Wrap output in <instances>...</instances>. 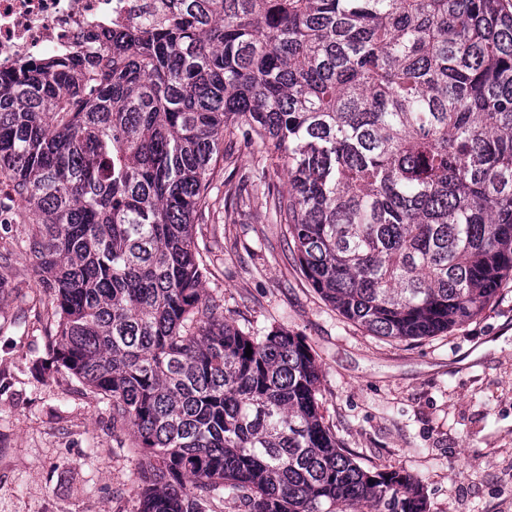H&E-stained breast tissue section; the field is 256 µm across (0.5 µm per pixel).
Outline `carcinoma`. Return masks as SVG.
Here are the masks:
<instances>
[{
    "instance_id": "cac0c4a2",
    "label": "carcinoma",
    "mask_w": 512,
    "mask_h": 512,
    "mask_svg": "<svg viewBox=\"0 0 512 512\" xmlns=\"http://www.w3.org/2000/svg\"><path fill=\"white\" fill-rule=\"evenodd\" d=\"M162 4L101 55L0 71L57 365L136 434L139 512H428L342 453L301 336L207 300L193 225L235 133L287 176L266 202L343 317L408 340L480 314L512 280V6Z\"/></svg>"
}]
</instances>
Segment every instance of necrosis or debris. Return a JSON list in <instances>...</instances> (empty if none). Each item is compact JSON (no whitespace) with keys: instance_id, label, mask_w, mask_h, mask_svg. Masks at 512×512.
<instances>
[{"instance_id":"necrosis-or-debris-1","label":"necrosis or debris","mask_w":512,"mask_h":512,"mask_svg":"<svg viewBox=\"0 0 512 512\" xmlns=\"http://www.w3.org/2000/svg\"><path fill=\"white\" fill-rule=\"evenodd\" d=\"M153 0H0V70L103 49L112 30L140 26Z\"/></svg>"}]
</instances>
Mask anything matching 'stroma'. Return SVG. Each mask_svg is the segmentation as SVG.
<instances>
[{
  "mask_svg": "<svg viewBox=\"0 0 512 512\" xmlns=\"http://www.w3.org/2000/svg\"><path fill=\"white\" fill-rule=\"evenodd\" d=\"M238 136L224 139L217 200L194 227L210 275L205 295L243 329L279 324L321 366L324 422L372 472L418 479L429 512H512V283L479 316L432 337L395 341L341 316L301 274L285 225L265 204L286 192L268 174L246 205L226 188L261 167ZM33 219L0 211V512H137L133 437L113 430L107 405L50 351L51 303L20 242Z\"/></svg>",
  "mask_w": 512,
  "mask_h": 512,
  "instance_id": "obj_1",
  "label": "stroma"
}]
</instances>
